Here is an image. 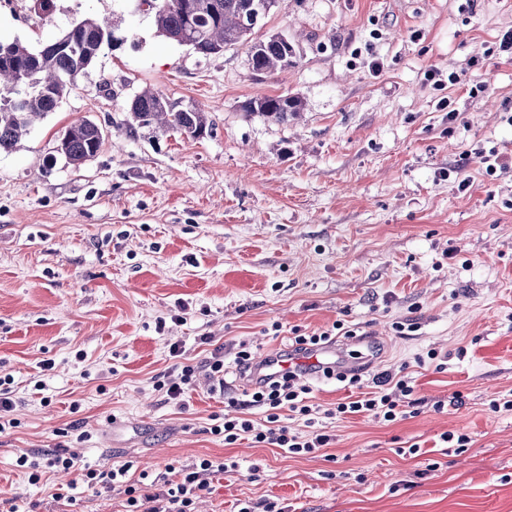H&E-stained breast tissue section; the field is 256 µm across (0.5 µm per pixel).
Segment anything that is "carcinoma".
<instances>
[{
    "instance_id": "carcinoma-1",
    "label": "carcinoma",
    "mask_w": 512,
    "mask_h": 512,
    "mask_svg": "<svg viewBox=\"0 0 512 512\" xmlns=\"http://www.w3.org/2000/svg\"><path fill=\"white\" fill-rule=\"evenodd\" d=\"M279 0H139L153 14L158 35L189 47L201 57L227 47L245 46L256 74L284 71L296 65L293 42L280 34L253 38L256 24L250 15L264 17ZM114 42L107 17L77 19L53 42L34 48L19 40L0 41V152L16 149L33 119L55 111L78 79L94 63L102 47ZM246 109L267 120L285 123L301 116L297 96H267L246 104ZM132 124L175 131L199 139L209 134L204 113L177 110L160 93L145 89L130 101ZM103 143L99 127L78 120L65 132L56 152L78 167L95 157Z\"/></svg>"
}]
</instances>
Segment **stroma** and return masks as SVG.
Segmentation results:
<instances>
[{"label":"stroma","instance_id":"35a3bbf8","mask_svg":"<svg viewBox=\"0 0 512 512\" xmlns=\"http://www.w3.org/2000/svg\"><path fill=\"white\" fill-rule=\"evenodd\" d=\"M84 16L111 18L113 46L0 154V378L17 420L0 432V503L70 512L52 497L69 474L33 485L16 463L59 451L152 476L236 460L195 512L268 498L288 512H512V411L489 406L512 399V0H281L255 35L294 40L297 64L261 75L245 48L204 58L158 36L137 0H56L45 20L0 9V39L37 48ZM452 72L465 80L445 87ZM147 88L205 112L210 133L128 132ZM280 94L302 98L300 119L245 108ZM81 119L103 144L75 167L53 153ZM490 149L494 174L460 162ZM339 320L360 339L345 357L368 379L406 368L420 413L329 420L324 456L225 446L212 427L248 386L239 342L259 359ZM219 346L225 388L200 373L167 401L159 382ZM414 443L419 456L398 454Z\"/></svg>","mask_w":512,"mask_h":512}]
</instances>
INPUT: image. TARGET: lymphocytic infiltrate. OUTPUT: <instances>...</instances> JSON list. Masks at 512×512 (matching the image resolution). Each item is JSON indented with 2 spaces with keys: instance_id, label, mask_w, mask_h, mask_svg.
Listing matches in <instances>:
<instances>
[{
  "instance_id": "f902f5d3",
  "label": "lymphocytic infiltrate",
  "mask_w": 512,
  "mask_h": 512,
  "mask_svg": "<svg viewBox=\"0 0 512 512\" xmlns=\"http://www.w3.org/2000/svg\"><path fill=\"white\" fill-rule=\"evenodd\" d=\"M234 363L241 375L251 378L252 385L246 399L227 400L228 406L239 410L238 415L224 417L221 432L228 446L248 439L280 448L288 455L306 456L332 444L333 437L325 431L324 420L364 414L395 422L416 416L423 404L414 395L410 377L381 373L367 382L360 373L325 366L321 375L345 383L353 394L334 408L323 410L312 401V369L295 366L284 373L265 370L254 364L252 352L244 343L240 344ZM254 409L261 411L262 420L251 417ZM298 421L303 424L299 430L294 427ZM235 468V463L223 459L203 458L189 467L168 466L150 484L141 478H129L130 467L126 464L106 471L88 470L80 473L79 479L91 488H122L129 512H193L196 499L209 487V476Z\"/></svg>"
}]
</instances>
